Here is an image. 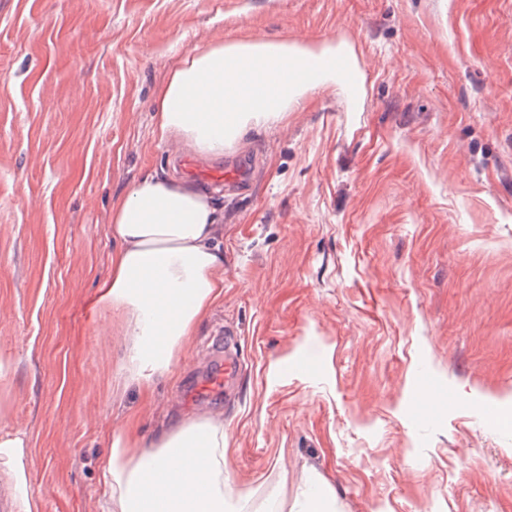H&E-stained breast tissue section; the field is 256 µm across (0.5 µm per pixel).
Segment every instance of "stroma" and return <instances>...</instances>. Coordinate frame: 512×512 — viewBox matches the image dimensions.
<instances>
[{"label":"stroma","mask_w":512,"mask_h":512,"mask_svg":"<svg viewBox=\"0 0 512 512\" xmlns=\"http://www.w3.org/2000/svg\"><path fill=\"white\" fill-rule=\"evenodd\" d=\"M350 45L359 102L315 91L212 163L224 301L152 393L97 283L112 204L178 177L155 99L193 50ZM237 334L243 370L200 394ZM0 435L41 512H102L108 435L224 419L228 494L289 512H512V0H0Z\"/></svg>","instance_id":"1"}]
</instances>
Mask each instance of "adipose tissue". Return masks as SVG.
<instances>
[{"label": "adipose tissue", "instance_id": "obj_1", "mask_svg": "<svg viewBox=\"0 0 512 512\" xmlns=\"http://www.w3.org/2000/svg\"><path fill=\"white\" fill-rule=\"evenodd\" d=\"M364 77L350 46L245 41L192 51L161 86L155 112L163 138L220 155L246 132L284 119L311 91L343 84L359 98ZM220 208L212 195L158 174L135 181L112 206L115 247L97 302L119 316L128 338L127 381L151 388L170 373L186 341L224 299V253L215 241ZM21 433L0 435V473L13 512H40L29 486ZM103 512H227L224 420L176 423L143 445L134 423L112 431L100 460Z\"/></svg>", "mask_w": 512, "mask_h": 512}]
</instances>
